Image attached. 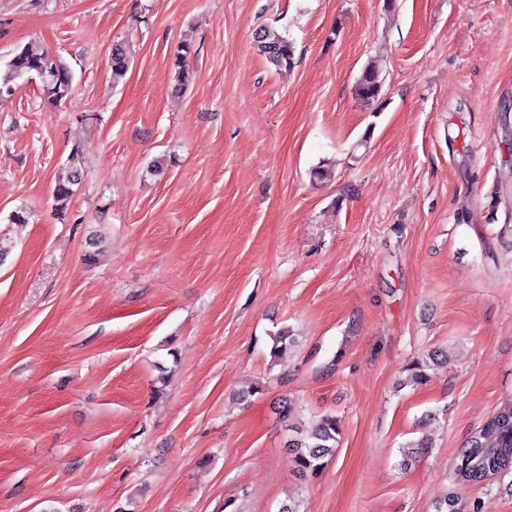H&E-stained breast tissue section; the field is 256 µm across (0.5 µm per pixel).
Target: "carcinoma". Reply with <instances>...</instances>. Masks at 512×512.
<instances>
[{"instance_id":"1","label":"carcinoma","mask_w":512,"mask_h":512,"mask_svg":"<svg viewBox=\"0 0 512 512\" xmlns=\"http://www.w3.org/2000/svg\"><path fill=\"white\" fill-rule=\"evenodd\" d=\"M254 45L268 63L278 69H290L297 64L295 44L285 35L272 27H261L254 33ZM192 53L189 44H182L174 54L172 66L175 71L173 92L184 91L191 81L187 60ZM132 58L128 43L117 41L112 44L111 69L113 81L123 78L129 69ZM36 75L42 85L44 99L50 105L65 100L73 88L74 75L71 69L58 56H50L49 49L31 43L5 64L0 72V100L11 97L15 92L17 80L28 75ZM384 87L381 68L369 62L362 69L354 93L358 100L366 105L378 101ZM70 173L67 179L58 183L53 190L56 214L63 215L74 195V187L80 185L83 177L84 155L79 146L72 148L68 158ZM448 356L432 351L422 358L413 359L406 368L407 383L421 385L428 381V370L447 361ZM292 432L287 448L293 455L296 472L302 478L319 475L335 455L340 443V430L331 414H323L310 422L309 426L291 424ZM432 443L427 440L412 441L400 450V469L407 471L424 457ZM455 479L459 482L480 483L490 476L502 482V489L512 495V480L504 482L506 476H512V409L492 415L477 430L467 445L462 448L454 467Z\"/></svg>"}]
</instances>
